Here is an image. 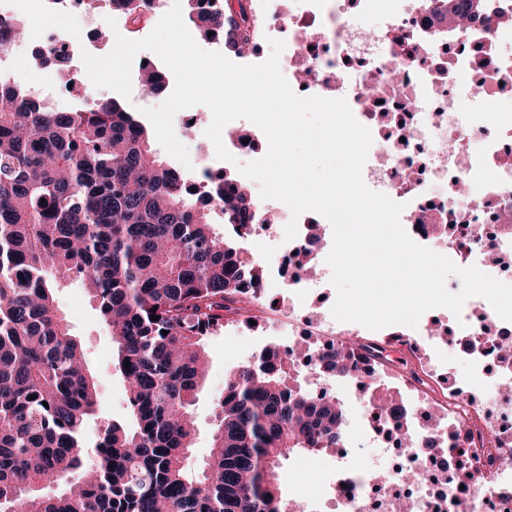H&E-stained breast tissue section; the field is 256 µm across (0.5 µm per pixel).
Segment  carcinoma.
Returning a JSON list of instances; mask_svg holds the SVG:
<instances>
[{
  "mask_svg": "<svg viewBox=\"0 0 512 512\" xmlns=\"http://www.w3.org/2000/svg\"><path fill=\"white\" fill-rule=\"evenodd\" d=\"M113 2L136 19L151 7ZM186 2L187 24L223 38L227 52L242 55L257 39L250 0L211 13L202 0ZM482 13L484 0H448L450 17ZM28 27L0 19V47ZM35 59L66 75L58 57ZM140 74L149 93L162 89L161 70ZM203 178L224 200L222 235L120 100L89 95L51 110L31 90L0 83V512H283L282 460L342 447L348 408L318 398L296 360L268 344L229 374L209 457L186 473L206 341L264 277L239 232L254 206L249 187L229 170ZM72 278L111 331L133 419L102 425L92 443L85 427L100 404L55 296ZM295 349L317 355L335 379L359 362L367 374L383 364L381 348L361 341L318 347L304 338ZM361 391L383 427L409 417L400 392L379 381ZM47 481L55 494L43 492Z\"/></svg>",
  "mask_w": 512,
  "mask_h": 512,
  "instance_id": "1",
  "label": "carcinoma"
}]
</instances>
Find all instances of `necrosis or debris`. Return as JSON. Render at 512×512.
<instances>
[{
    "label": "necrosis or debris",
    "instance_id": "obj_1",
    "mask_svg": "<svg viewBox=\"0 0 512 512\" xmlns=\"http://www.w3.org/2000/svg\"><path fill=\"white\" fill-rule=\"evenodd\" d=\"M97 4L110 7L111 0H0V17L66 10L92 21ZM435 4L428 10L422 0H254V15L262 37L284 40L280 70L295 94L346 99L370 130L363 181L403 204L400 221L410 237L458 266L474 265L512 284V117L498 112L512 97V0H486L485 21L453 32L447 0ZM355 11L380 20L352 23ZM40 51L69 59V81L42 96L49 107L69 105L84 87L80 47L48 32L25 53ZM271 220L278 223L272 235L282 261L264 263L266 281H287L300 294L325 287L330 266L311 271L298 256L325 236L326 220L306 212L295 219L286 204L259 200L255 223ZM292 220L298 233L288 242L283 226ZM449 222L465 230L463 241L444 236ZM321 324L316 331L305 309L291 305L272 311L268 330L285 356L300 338L316 334L328 345L351 328L327 315ZM448 335L463 372L439 364L432 339L397 331L385 344L413 353L418 377L403 384L407 404L447 418L458 434L456 449L435 461L427 457L421 421L382 433L397 460L381 489L369 477L371 463L349 464L347 448L337 449L335 472L321 477L313 494L296 496L298 512H389L394 491L407 512H512V395L505 392L512 363L497 347L512 339V322L475 296ZM464 455L475 478L449 486ZM408 470L418 473L416 482L404 481Z\"/></svg>",
    "mask_w": 512,
    "mask_h": 512
}]
</instances>
